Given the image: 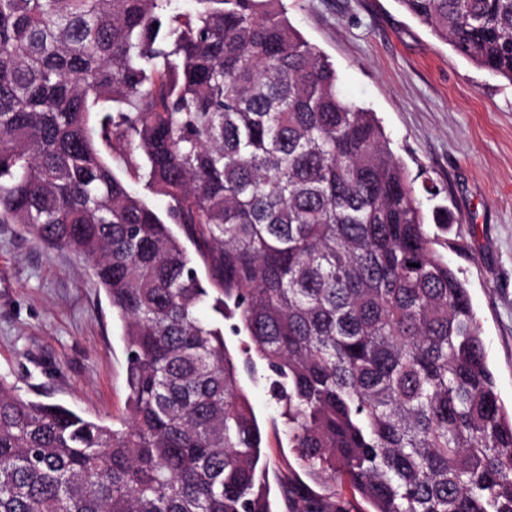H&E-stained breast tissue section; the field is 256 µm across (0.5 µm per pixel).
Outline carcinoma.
I'll return each instance as SVG.
<instances>
[{"label":"carcinoma","mask_w":512,"mask_h":512,"mask_svg":"<svg viewBox=\"0 0 512 512\" xmlns=\"http://www.w3.org/2000/svg\"><path fill=\"white\" fill-rule=\"evenodd\" d=\"M193 2L0 0V224L83 260L129 390L117 427L0 377V512H271L241 385L258 362L290 447L368 512H512L466 282L375 113L282 0ZM396 2L512 82V0Z\"/></svg>","instance_id":"obj_1"}]
</instances>
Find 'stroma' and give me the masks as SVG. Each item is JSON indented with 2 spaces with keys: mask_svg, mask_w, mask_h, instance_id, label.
Listing matches in <instances>:
<instances>
[{
  "mask_svg": "<svg viewBox=\"0 0 512 512\" xmlns=\"http://www.w3.org/2000/svg\"><path fill=\"white\" fill-rule=\"evenodd\" d=\"M288 17L335 65L344 96L375 112L410 178L431 179L455 216L444 257L465 279L488 365L512 407V82L454 53L396 0H284ZM0 377L31 398L105 423L127 415L125 344L103 289L72 252L0 224ZM263 435L272 512L287 485L366 512L344 483L309 475L288 445L264 379L243 376Z\"/></svg>",
  "mask_w": 512,
  "mask_h": 512,
  "instance_id": "obj_1",
  "label": "stroma"
}]
</instances>
